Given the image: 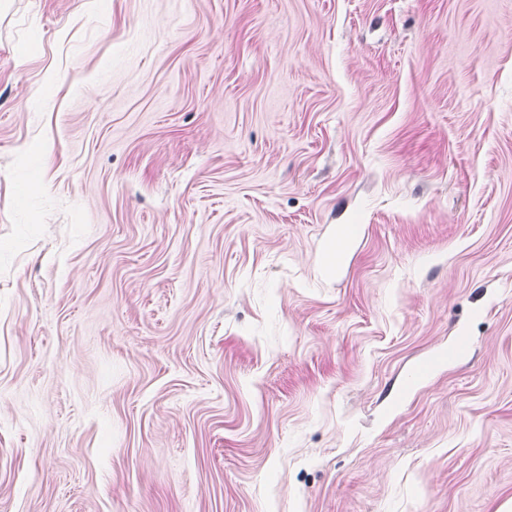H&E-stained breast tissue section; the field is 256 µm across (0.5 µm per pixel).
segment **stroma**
Here are the masks:
<instances>
[{
  "mask_svg": "<svg viewBox=\"0 0 512 512\" xmlns=\"http://www.w3.org/2000/svg\"><path fill=\"white\" fill-rule=\"evenodd\" d=\"M0 512H512V0H0Z\"/></svg>",
  "mask_w": 512,
  "mask_h": 512,
  "instance_id": "stroma-1",
  "label": "stroma"
}]
</instances>
